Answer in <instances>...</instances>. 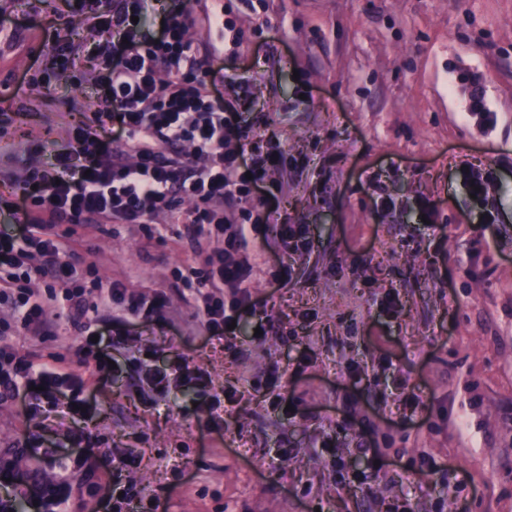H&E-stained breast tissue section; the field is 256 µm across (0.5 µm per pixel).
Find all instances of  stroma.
Returning a JSON list of instances; mask_svg holds the SVG:
<instances>
[{"label": "stroma", "instance_id": "obj_1", "mask_svg": "<svg viewBox=\"0 0 512 512\" xmlns=\"http://www.w3.org/2000/svg\"><path fill=\"white\" fill-rule=\"evenodd\" d=\"M185 6L191 41L219 8L245 32L232 64L250 79L224 97L277 136L288 165L271 177L312 245L259 244L250 288L264 305L221 343L207 341L186 285L205 255L187 225L157 217L158 240L136 224L80 228L71 261L164 293L177 340L138 323L116 338L118 371L81 394L91 418L79 446L28 403L0 398V449L29 444L14 463L20 512H35L27 477L51 480L46 458L85 446L103 470L130 456L129 480L156 497V512H392L404 500L412 512H457L463 500L469 512H512V0ZM55 13L64 19L49 25ZM1 18L16 24L0 31L9 201L82 120L70 98L96 106L101 69L88 51L101 31L66 0H0ZM280 255L294 270L284 286L269 265ZM45 315L49 339L18 341V352L87 377L68 309ZM180 353L210 373L213 393H148L140 361L165 370ZM245 372L250 391L207 429L215 396ZM279 397L297 415L274 408ZM326 441L365 484L337 485Z\"/></svg>", "mask_w": 512, "mask_h": 512}]
</instances>
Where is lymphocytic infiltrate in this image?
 Wrapping results in <instances>:
<instances>
[{
    "mask_svg": "<svg viewBox=\"0 0 512 512\" xmlns=\"http://www.w3.org/2000/svg\"><path fill=\"white\" fill-rule=\"evenodd\" d=\"M93 6L102 28L95 57L105 62L98 106L69 142L52 151L51 160L15 188L11 219L14 232L0 237V291L13 298L14 335L0 332V390L9 397L50 399L59 425L76 430L83 415L62 394L70 375L18 354L15 336L39 342L46 336L44 313L66 301L78 350L93 362L94 375L108 366L109 344L87 313L91 301L116 305L151 322L165 306L128 294L122 280L109 285L40 294L28 288L25 263L30 250L46 258L59 278L72 274L61 260L64 237L85 224L150 226L158 215L191 225L209 253L195 269L194 292L202 301V325L211 339L228 335L241 314H256L259 302L249 289L258 271L252 236L275 235L284 249L310 245L308 227L283 218L277 201L283 184L266 173L283 167L282 152L267 155L247 150L257 127L233 102L219 103L206 80L211 41H190L186 33L196 19L184 0H74ZM190 153H183V146ZM91 463L79 471L62 468L50 483L32 480L31 497L41 512H61L75 481L95 484Z\"/></svg>",
    "mask_w": 512,
    "mask_h": 512,
    "instance_id": "lymphocytic-infiltrate-1",
    "label": "lymphocytic infiltrate"
}]
</instances>
